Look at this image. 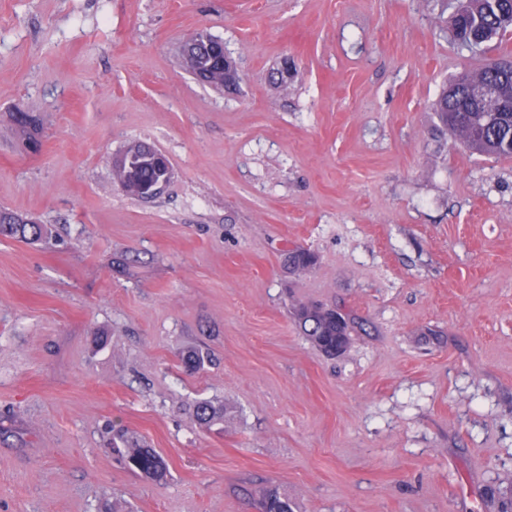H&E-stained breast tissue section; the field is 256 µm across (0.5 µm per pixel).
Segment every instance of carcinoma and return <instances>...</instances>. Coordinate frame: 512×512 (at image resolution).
I'll list each match as a JSON object with an SVG mask.
<instances>
[{"label": "carcinoma", "instance_id": "obj_1", "mask_svg": "<svg viewBox=\"0 0 512 512\" xmlns=\"http://www.w3.org/2000/svg\"><path fill=\"white\" fill-rule=\"evenodd\" d=\"M481 31L484 42L502 39L512 31V0H472L468 11L452 18L451 32L462 45L468 35ZM191 74L199 81L220 90L226 87L222 70L207 53L195 56ZM438 119L435 129L453 133L467 148L485 155L512 156V112H501L495 101L483 103L478 112L448 111V89H443L434 104ZM157 149L143 143L128 144L113 158L112 169L117 185L127 194L140 197L143 189L157 182L163 172L157 166ZM42 226L22 216L0 209V236L33 243L42 236ZM315 263L310 252L291 250L288 268L293 273L308 271ZM293 318L306 339L326 356H336V323L332 322L321 305L299 301L293 305ZM207 357L199 350L189 349L183 357L185 370L194 374L202 370ZM224 406L209 400L197 402L194 415L202 425L224 420ZM112 452L129 471L153 482L162 483L168 477L167 463L162 454L134 437L123 427L112 428ZM260 512H292L288 496L270 488L259 498Z\"/></svg>", "mask_w": 512, "mask_h": 512}]
</instances>
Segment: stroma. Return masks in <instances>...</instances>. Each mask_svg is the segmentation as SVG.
Instances as JSON below:
<instances>
[{
    "instance_id": "stroma-1",
    "label": "stroma",
    "mask_w": 512,
    "mask_h": 512,
    "mask_svg": "<svg viewBox=\"0 0 512 512\" xmlns=\"http://www.w3.org/2000/svg\"><path fill=\"white\" fill-rule=\"evenodd\" d=\"M453 0H0V512H501L512 158L436 135ZM239 65L217 92L186 35ZM287 88H279L280 78ZM35 116V130L13 122ZM164 153L156 198L112 157ZM302 247L317 261L289 273ZM363 321L325 357L290 308ZM209 361L188 374L189 348ZM227 409L199 425L196 402ZM122 426L165 458L118 465ZM157 151L159 150L143 142L128 144L112 161L117 185L129 195L142 197L146 185L156 183L164 174L157 166ZM159 157L166 169V176L145 191L144 198H153L159 194L171 179V166L166 156ZM42 232L41 224L26 220L10 210L0 209V236L33 243L41 238ZM261 512H292V506L288 496L277 489H265L259 498Z\"/></svg>"
}]
</instances>
